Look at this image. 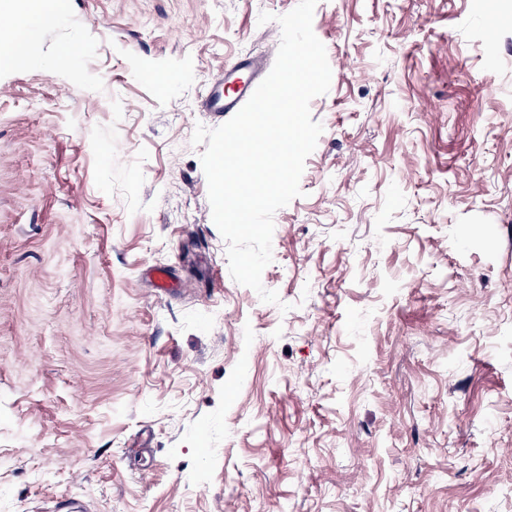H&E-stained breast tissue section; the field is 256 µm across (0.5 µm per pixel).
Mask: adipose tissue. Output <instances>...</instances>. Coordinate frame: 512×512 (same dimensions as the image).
Wrapping results in <instances>:
<instances>
[{
    "label": "adipose tissue",
    "mask_w": 512,
    "mask_h": 512,
    "mask_svg": "<svg viewBox=\"0 0 512 512\" xmlns=\"http://www.w3.org/2000/svg\"><path fill=\"white\" fill-rule=\"evenodd\" d=\"M61 12V0H0V64L26 56L28 44L22 26L32 18L52 24Z\"/></svg>",
    "instance_id": "ef3b65f1"
}]
</instances>
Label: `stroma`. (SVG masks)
<instances>
[{
  "mask_svg": "<svg viewBox=\"0 0 512 512\" xmlns=\"http://www.w3.org/2000/svg\"><path fill=\"white\" fill-rule=\"evenodd\" d=\"M297 2L67 0L0 66V512H512V0H318L274 305L191 137Z\"/></svg>",
  "mask_w": 512,
  "mask_h": 512,
  "instance_id": "stroma-1",
  "label": "stroma"
}]
</instances>
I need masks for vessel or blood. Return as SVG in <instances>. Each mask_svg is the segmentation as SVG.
Instances as JSON below:
<instances>
[{
	"label": "vessel or blood",
	"instance_id": "vessel-or-blood-1",
	"mask_svg": "<svg viewBox=\"0 0 512 512\" xmlns=\"http://www.w3.org/2000/svg\"><path fill=\"white\" fill-rule=\"evenodd\" d=\"M264 71L258 58L231 61L218 78V88L207 101L213 112H236L248 101Z\"/></svg>",
	"mask_w": 512,
	"mask_h": 512
}]
</instances>
